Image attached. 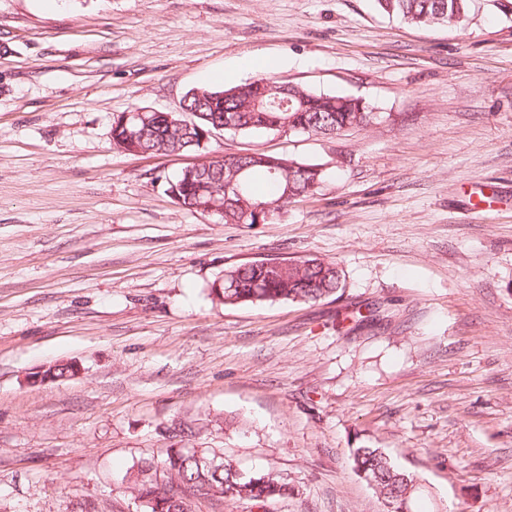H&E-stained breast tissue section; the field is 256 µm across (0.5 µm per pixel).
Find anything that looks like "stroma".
<instances>
[{"mask_svg":"<svg viewBox=\"0 0 512 512\" xmlns=\"http://www.w3.org/2000/svg\"><path fill=\"white\" fill-rule=\"evenodd\" d=\"M247 58L373 116L216 132L213 153L328 173L225 224L164 191L196 153L117 151L112 122L252 80ZM309 256L339 264L337 296L212 294L229 266ZM58 361L78 374L36 379ZM172 445L281 475L268 512H385L361 447L413 476L409 512H512V0L440 27L373 0H0V512H144L127 476Z\"/></svg>","mask_w":512,"mask_h":512,"instance_id":"35a3bbf8","label":"stroma"}]
</instances>
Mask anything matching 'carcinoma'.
I'll use <instances>...</instances> for the list:
<instances>
[{
    "instance_id": "obj_1",
    "label": "carcinoma",
    "mask_w": 512,
    "mask_h": 512,
    "mask_svg": "<svg viewBox=\"0 0 512 512\" xmlns=\"http://www.w3.org/2000/svg\"><path fill=\"white\" fill-rule=\"evenodd\" d=\"M377 9L414 26H438L466 21L471 0H375ZM189 107L200 114L196 128L180 132L173 124L179 115L148 113L149 122L140 128L137 148L142 154L170 155L196 152L210 159L201 170H183L167 181L172 200L194 210L212 212L226 224L266 223L288 212L299 198L317 194L325 180L324 171L292 158L274 156L260 148L243 157L213 156L203 134L227 124L226 112L235 111L240 134L291 133L332 137L346 128L367 125L372 116L365 102L353 104L339 94L293 87L270 75H260L240 85L220 90L199 88L190 93ZM264 176L271 193L260 195L253 187L254 176ZM241 182L240 195L224 197V182L233 176ZM234 288H214L212 292L226 305H261L266 302H316L342 288V270L334 262L318 258L296 261L290 269L277 266L239 264L224 269V283ZM354 470L375 492H396L390 512L409 503L414 479L396 466L379 448H356ZM129 489L147 496L153 506L146 512H188L185 492L194 490L198 498L221 501H248L265 512L267 506L288 496V482L273 472L240 476L229 462L215 460L206 448H169L159 462L146 461L130 476Z\"/></svg>"
}]
</instances>
